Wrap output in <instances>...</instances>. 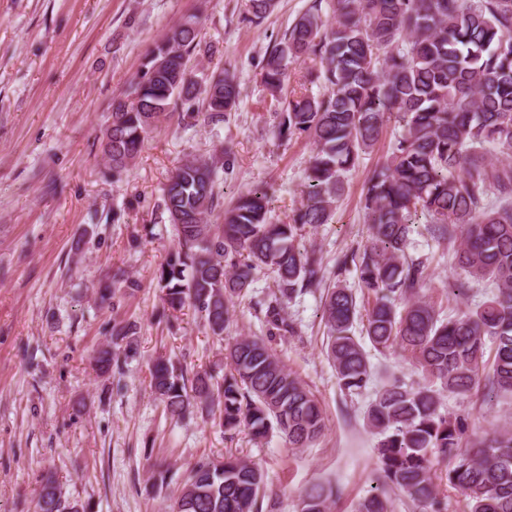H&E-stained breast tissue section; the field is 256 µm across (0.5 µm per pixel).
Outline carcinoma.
<instances>
[{"label":"carcinoma","mask_w":512,"mask_h":512,"mask_svg":"<svg viewBox=\"0 0 512 512\" xmlns=\"http://www.w3.org/2000/svg\"><path fill=\"white\" fill-rule=\"evenodd\" d=\"M277 4L246 0L241 20L258 25ZM209 51L189 18L150 53L126 98L112 104L102 146L113 176L133 163L171 106H183L188 124L201 116L222 122L236 107L234 74L199 77L193 70L192 62ZM306 59L313 66L305 82L318 92H288L290 65ZM260 76L282 105L277 138L313 141L303 200L288 221L275 223L266 190L254 187L224 209L222 223L210 224L207 216L220 199L217 164L230 173V153L177 167L163 189L178 238L157 273L165 302L175 312L192 304L221 336L257 274L269 271L276 290L260 310L271 329L293 333L284 304L323 279L321 260L302 246L301 232L332 223L347 175L394 123L401 131L388 161L363 189L369 245L360 256L344 255L337 271H355L371 299L365 327L371 346L379 352L400 347L428 383L414 388L393 379L366 405L364 421L378 436L377 486L357 512H393V493L418 512H446L433 480L440 465L466 512H512V429L465 448L469 422L442 402L445 392H469L485 370L495 395L512 398V0H313L267 49ZM419 216L448 243L461 239L457 265L473 279L495 283L489 299L442 318L420 296L426 265L406 255ZM358 312L350 289H327L326 356L349 396L362 394L371 381L368 353L353 333ZM131 333L129 325L112 328V347L95 357L100 373L120 369V357L135 351ZM224 360L229 369L222 380L204 372L190 381L158 359L152 386L167 414L180 418L192 408L217 414L226 433L244 427L260 442L274 430L290 448H305L323 434L319 400L263 339L234 338ZM337 495L331 484H311L299 494L300 512H330ZM277 508L264 471L232 453L199 461L176 501L177 512ZM81 510L55 479L43 481L37 512Z\"/></svg>","instance_id":"obj_1"}]
</instances>
